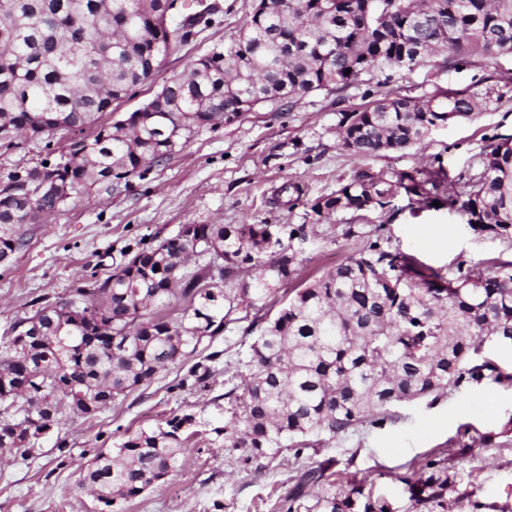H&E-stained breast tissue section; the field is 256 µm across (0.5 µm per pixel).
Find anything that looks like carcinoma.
<instances>
[{
  "instance_id": "cac0c4a2",
  "label": "carcinoma",
  "mask_w": 512,
  "mask_h": 512,
  "mask_svg": "<svg viewBox=\"0 0 512 512\" xmlns=\"http://www.w3.org/2000/svg\"><path fill=\"white\" fill-rule=\"evenodd\" d=\"M134 0H0V137L36 138L92 127L70 156L41 165L44 177L68 180L59 195L39 189L37 169L15 173L0 208V265L26 245L23 228L56 211L64 199L95 183L141 175L184 148L201 128L232 123L228 103L288 101L313 91H341L364 74L412 70L446 52L457 69L475 57L512 55V0H256L230 43L191 61L162 87L155 112L141 124H97L112 103L131 94L217 7L195 0V12L167 30ZM351 70L345 74V70ZM493 89H436L425 97L377 85L367 106L341 113L338 145L363 159L426 144L436 123L482 111ZM403 193L457 208L467 227L512 241V136H493L474 173L449 177L439 167L409 171L361 169L309 203L324 219L385 209ZM279 194L289 208L303 202L296 182ZM307 225L197 224L141 249L109 275L73 289L70 298L19 318L0 342V370L11 375L0 403L21 401L22 419H0V449L30 454L45 423L59 426L71 398L57 387L69 380L88 414L150 385L185 364L204 339L214 340L243 307L282 293L274 317L244 315L259 329L250 346L241 394L224 393L231 416L217 435L246 462L284 447L298 456L312 438L336 437L358 424L382 426L383 411L399 403L436 401L450 388L479 383L486 372L512 381L488 353L484 338L512 343V259L458 263L442 272L376 239L307 285H294ZM39 320L41 338L15 349L12 334ZM213 351L193 362L179 386L207 387ZM192 414L173 415L152 429L125 434L94 455L79 489L110 512L164 484L182 464ZM407 486L419 512H448L452 479L446 459L425 463ZM321 512H395L362 485L318 501Z\"/></svg>"
}]
</instances>
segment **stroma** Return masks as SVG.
Segmentation results:
<instances>
[{
  "instance_id": "stroma-1",
  "label": "stroma",
  "mask_w": 512,
  "mask_h": 512,
  "mask_svg": "<svg viewBox=\"0 0 512 512\" xmlns=\"http://www.w3.org/2000/svg\"><path fill=\"white\" fill-rule=\"evenodd\" d=\"M215 2L218 10L210 23L162 58L152 79L132 96L114 102L101 123L142 107L190 60L230 43L254 0ZM511 71L510 55L475 59L457 72L436 58L411 73L364 75L338 92L263 103L233 123L201 128L144 176L94 185L25 226L26 246L12 264L0 266V337L18 318L33 313L35 300L69 298L91 276L105 277L107 265L120 262L122 253L156 246L184 224L307 225L310 244L300 277L308 281L362 249L380 225L393 246L436 268L512 257V241L474 234L458 212L413 203L403 194L385 212L363 219L359 236L349 239L343 229L352 215L318 222L308 208H288L277 196L282 184L293 181L314 199L365 166L403 171L438 159L453 174L477 170L485 137L512 135V84L500 87L499 98L475 118L435 129L423 149L365 161L341 150L336 126L341 113L364 107L382 82L413 96L438 88L482 91L492 76ZM80 137L64 130L0 140V187L16 172L69 155ZM253 341L241 321L199 346L201 356L221 353L208 387L180 386L185 369L177 365L98 415L66 414L28 457L0 463V512H93V498L78 487L82 466L97 451L114 448L125 431L154 427L182 412L196 418L184 466L164 486L126 503V512H274L295 476L321 463L328 471L324 480L305 487L306 506L315 505L325 491L340 495L363 483L389 500L395 512H412L404 478L419 475L427 460L442 455L455 476L449 512H512V382L486 380L448 390L433 403L399 405L383 426L360 424L301 455L280 448L261 464H247L215 443L214 431L224 424L225 392L242 383Z\"/></svg>"
}]
</instances>
